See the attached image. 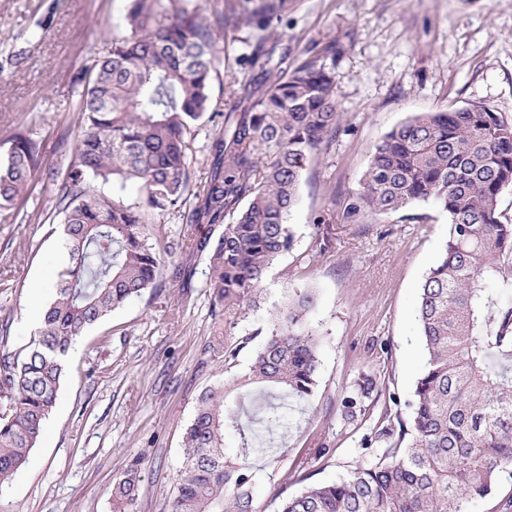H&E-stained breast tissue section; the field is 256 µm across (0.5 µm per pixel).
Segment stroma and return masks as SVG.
<instances>
[{
  "label": "stroma",
  "mask_w": 512,
  "mask_h": 512,
  "mask_svg": "<svg viewBox=\"0 0 512 512\" xmlns=\"http://www.w3.org/2000/svg\"><path fill=\"white\" fill-rule=\"evenodd\" d=\"M129 0H0V139L17 123L41 138L67 169L81 133L82 92L73 73L107 40L125 34ZM286 66L336 40L335 141L303 174L288 216L293 247L269 268L257 306L237 322L215 315L204 256L187 257L178 214H149V242L164 266L153 288L133 297L72 346L56 405L25 464L0 485V512H113L112 481L141 460L134 512H166L183 460V435L200 393L247 372L287 290L312 289L307 317L319 339L315 395L291 413L288 437L255 456L254 497L276 512L282 497L378 462L383 413L409 420L425 363L417 310L420 286L448 238V216L420 203L388 217L344 223L375 144L412 114L481 103L512 124V0H290L277 23ZM243 26L227 32L213 111L197 126L196 177L238 101L226 84L256 73ZM66 141H59V134ZM55 185L36 177L25 208L0 209V351L24 354L68 264ZM236 349L232 365L212 351L216 336ZM378 395L349 420L341 401L364 378Z\"/></svg>",
  "instance_id": "1"
}]
</instances>
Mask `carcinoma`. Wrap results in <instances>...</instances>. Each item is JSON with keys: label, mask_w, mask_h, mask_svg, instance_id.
<instances>
[{"label": "carcinoma", "mask_w": 512, "mask_h": 512, "mask_svg": "<svg viewBox=\"0 0 512 512\" xmlns=\"http://www.w3.org/2000/svg\"><path fill=\"white\" fill-rule=\"evenodd\" d=\"M287 11L288 0H223L201 18L187 0H130L127 33L73 76L84 84L82 135L65 176L27 128L0 142V208L20 211L36 176L56 180L69 250L37 339L21 357L0 355V483L39 439L72 344L157 279L161 258L145 213H181L183 252L206 256L227 322L256 305L268 269L292 248L287 217L308 162L336 140L341 112L326 63L339 53L336 39L289 72L271 65L274 22ZM242 24L255 31L247 65L259 71L258 99L249 111L225 113L199 184L192 145L213 105L216 46ZM95 180L133 181L139 202L104 196ZM509 188L512 124L480 103L416 113L375 145L344 222L429 200L448 215V240L421 284L426 361L410 425L383 414L377 436L387 448L375 465L287 496L278 512H467L512 481V223L500 210ZM215 224L224 225L216 239ZM315 302L308 288L286 292L249 371L201 392L168 512H258L249 458L262 436L288 433V401L306 402L318 387V341L306 323ZM228 428L241 439L235 460L224 453ZM139 482L135 461L113 481L114 512H132Z\"/></svg>", "instance_id": "obj_1"}]
</instances>
